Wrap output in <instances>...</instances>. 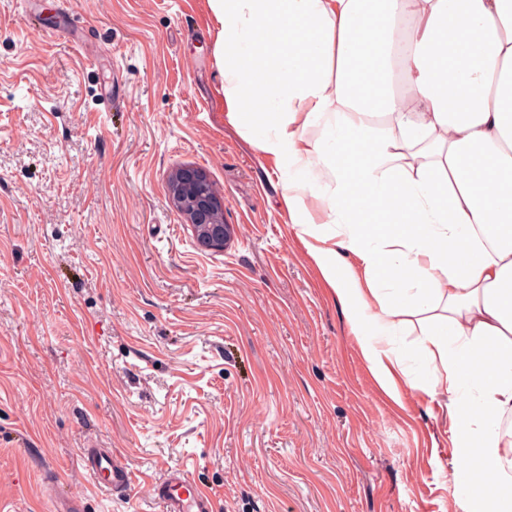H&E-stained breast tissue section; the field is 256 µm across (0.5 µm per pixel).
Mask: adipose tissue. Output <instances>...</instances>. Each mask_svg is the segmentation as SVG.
Wrapping results in <instances>:
<instances>
[{"mask_svg": "<svg viewBox=\"0 0 512 512\" xmlns=\"http://www.w3.org/2000/svg\"><path fill=\"white\" fill-rule=\"evenodd\" d=\"M228 122L378 384L448 390L457 494L512 512V0H209ZM320 201L311 209L309 199Z\"/></svg>", "mask_w": 512, "mask_h": 512, "instance_id": "1", "label": "adipose tissue"}]
</instances>
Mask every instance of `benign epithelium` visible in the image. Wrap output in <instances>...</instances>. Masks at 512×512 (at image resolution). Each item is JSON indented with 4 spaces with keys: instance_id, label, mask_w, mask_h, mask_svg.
I'll use <instances>...</instances> for the list:
<instances>
[{
    "instance_id": "obj_1",
    "label": "benign epithelium",
    "mask_w": 512,
    "mask_h": 512,
    "mask_svg": "<svg viewBox=\"0 0 512 512\" xmlns=\"http://www.w3.org/2000/svg\"><path fill=\"white\" fill-rule=\"evenodd\" d=\"M168 196L186 216L199 248L224 252L234 228L224 223V199L214 191L206 171L196 166L177 169L168 182Z\"/></svg>"
}]
</instances>
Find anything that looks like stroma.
<instances>
[{"label": "stroma", "instance_id": "35a3bbf8", "mask_svg": "<svg viewBox=\"0 0 512 512\" xmlns=\"http://www.w3.org/2000/svg\"><path fill=\"white\" fill-rule=\"evenodd\" d=\"M208 0H0V512H163L184 470L215 512H465L448 393L385 395L227 123ZM206 170L235 234L196 245L167 182ZM125 458L96 492L81 451Z\"/></svg>", "mask_w": 512, "mask_h": 512}]
</instances>
